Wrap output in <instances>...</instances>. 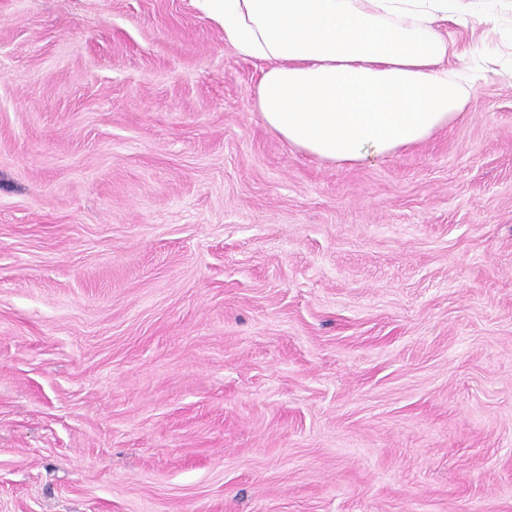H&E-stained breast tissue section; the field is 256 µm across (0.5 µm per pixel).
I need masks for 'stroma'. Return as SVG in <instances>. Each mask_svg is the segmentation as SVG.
<instances>
[{"mask_svg": "<svg viewBox=\"0 0 512 512\" xmlns=\"http://www.w3.org/2000/svg\"><path fill=\"white\" fill-rule=\"evenodd\" d=\"M448 44L335 165L196 0H0V512H512V0Z\"/></svg>", "mask_w": 512, "mask_h": 512, "instance_id": "obj_1", "label": "stroma"}]
</instances>
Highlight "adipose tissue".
Returning a JSON list of instances; mask_svg holds the SVG:
<instances>
[{
    "label": "adipose tissue",
    "mask_w": 512,
    "mask_h": 512,
    "mask_svg": "<svg viewBox=\"0 0 512 512\" xmlns=\"http://www.w3.org/2000/svg\"><path fill=\"white\" fill-rule=\"evenodd\" d=\"M245 58L269 61L255 91L264 124L332 164L389 156L463 112L449 75L448 0H199Z\"/></svg>",
    "instance_id": "1"
}]
</instances>
